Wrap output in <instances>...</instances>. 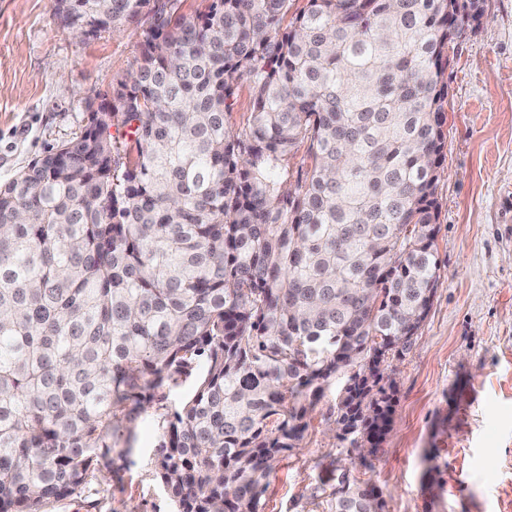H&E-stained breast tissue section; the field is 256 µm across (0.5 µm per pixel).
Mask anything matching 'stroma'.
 I'll use <instances>...</instances> for the list:
<instances>
[{
  "mask_svg": "<svg viewBox=\"0 0 512 512\" xmlns=\"http://www.w3.org/2000/svg\"><path fill=\"white\" fill-rule=\"evenodd\" d=\"M150 21L85 37L60 25L51 0H0L1 185L81 133L89 107L135 68ZM448 55L441 278L415 343L392 363V428L363 466L336 433L328 387L260 512H326L344 475L377 487L385 512H512V0H485ZM194 386L170 387L139 418L127 461L41 512H174L156 459L171 409Z\"/></svg>",
  "mask_w": 512,
  "mask_h": 512,
  "instance_id": "1",
  "label": "stroma"
}]
</instances>
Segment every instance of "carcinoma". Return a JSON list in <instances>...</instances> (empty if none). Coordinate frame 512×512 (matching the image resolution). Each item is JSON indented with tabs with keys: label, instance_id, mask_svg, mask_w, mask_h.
I'll list each match as a JSON object with an SVG mask.
<instances>
[{
	"label": "carcinoma",
	"instance_id": "1",
	"mask_svg": "<svg viewBox=\"0 0 512 512\" xmlns=\"http://www.w3.org/2000/svg\"><path fill=\"white\" fill-rule=\"evenodd\" d=\"M150 2L51 8L85 33ZM178 2L153 11L112 115L0 186V512L73 494L192 376L156 460L175 512H258L334 382L342 439L391 428L365 346L403 358L431 309L448 45L485 0ZM328 506L385 512L345 475ZM251 89L249 84L243 81L237 92V99L233 111L227 116L228 124L232 127H239L246 123L250 115Z\"/></svg>",
	"mask_w": 512,
	"mask_h": 512
}]
</instances>
